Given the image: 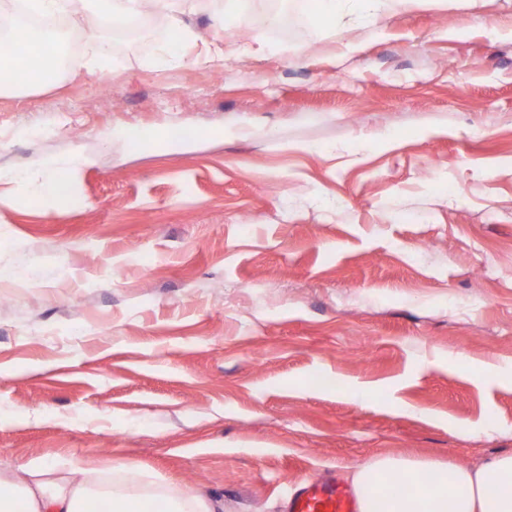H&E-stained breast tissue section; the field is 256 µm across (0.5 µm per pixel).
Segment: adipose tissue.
<instances>
[{"instance_id":"adipose-tissue-1","label":"adipose tissue","mask_w":512,"mask_h":512,"mask_svg":"<svg viewBox=\"0 0 512 512\" xmlns=\"http://www.w3.org/2000/svg\"><path fill=\"white\" fill-rule=\"evenodd\" d=\"M11 39L42 66L28 74L16 58L1 53L0 88L49 84L55 77L53 38L39 41L18 27ZM395 476L411 487V494L388 492ZM350 477L360 512H512V453L477 467L380 457L353 467ZM94 498L110 500L112 512H216L204 497L177 494L170 484L141 482L125 465L88 468L76 459L57 469L34 459L17 472L0 470V512H15L19 501L25 512H86Z\"/></svg>"}]
</instances>
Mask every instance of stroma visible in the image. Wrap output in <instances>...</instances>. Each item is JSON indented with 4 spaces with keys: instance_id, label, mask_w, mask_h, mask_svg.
I'll use <instances>...</instances> for the list:
<instances>
[{
    "instance_id": "stroma-1",
    "label": "stroma",
    "mask_w": 512,
    "mask_h": 512,
    "mask_svg": "<svg viewBox=\"0 0 512 512\" xmlns=\"http://www.w3.org/2000/svg\"><path fill=\"white\" fill-rule=\"evenodd\" d=\"M225 4L184 0L164 67L149 29L65 28L107 77L78 50L0 94V462L287 512L379 457L512 453V0L285 41ZM70 156L68 203L9 178Z\"/></svg>"
}]
</instances>
